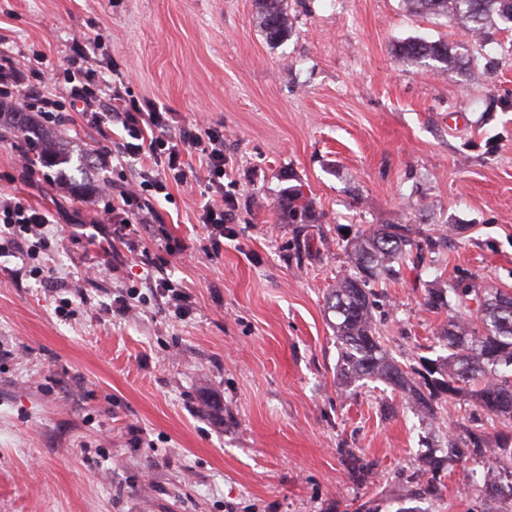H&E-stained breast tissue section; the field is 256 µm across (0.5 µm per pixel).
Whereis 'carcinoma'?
I'll use <instances>...</instances> for the list:
<instances>
[{
  "instance_id": "cac0c4a2",
  "label": "carcinoma",
  "mask_w": 512,
  "mask_h": 512,
  "mask_svg": "<svg viewBox=\"0 0 512 512\" xmlns=\"http://www.w3.org/2000/svg\"><path fill=\"white\" fill-rule=\"evenodd\" d=\"M256 20L271 43L290 35L292 22L288 0H255ZM415 13L448 18L472 40H482L486 30L501 22L512 24V0H404ZM402 58L411 62L431 60L440 69L463 70L473 79L482 77L476 64L464 59L443 41L411 39L399 46ZM16 138L35 139L40 163L50 166L71 161L65 147L66 134L41 132L27 112L0 104V128ZM278 218L282 224H317L319 215L311 199L299 189L281 199ZM448 247V238L415 235L409 224H385L359 231L350 242L349 270L336 279L325 300L327 313L340 349L339 371L346 382L378 379L394 390L409 394L422 408L432 412L441 396L454 399L470 385L471 397L483 410L486 423L503 427L494 439L485 429H471L465 436L448 433L444 437L446 457L469 452H493L490 490L498 489L501 472L512 476V293L488 288L464 273L450 288H430L425 305L431 309H450L453 314L442 324L436 340L447 355L428 360L422 368L405 369L387 352L377 327L374 286L380 281L400 278L407 264L422 266L427 257Z\"/></svg>"
}]
</instances>
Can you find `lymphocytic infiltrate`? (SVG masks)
I'll return each mask as SVG.
<instances>
[{
    "label": "lymphocytic infiltrate",
    "mask_w": 512,
    "mask_h": 512,
    "mask_svg": "<svg viewBox=\"0 0 512 512\" xmlns=\"http://www.w3.org/2000/svg\"><path fill=\"white\" fill-rule=\"evenodd\" d=\"M24 106L38 113L45 125L68 107L82 112L89 123L121 128L119 138L98 152V166L107 168L113 160L127 158L147 162L138 171L135 187L121 189L116 201L104 207L121 229L152 223L156 218L153 194L166 193L169 184H181L199 175L211 194L200 210L199 223L207 228L214 246L233 237L235 201L224 191L222 127L174 124L171 113L161 111L153 101L127 98L120 86L91 77L72 86L68 100L49 92H31ZM195 158L200 161L196 167L191 164ZM47 224V215L37 207L16 197L0 198V225L12 230L11 241L18 253L31 257L48 248Z\"/></svg>",
    "instance_id": "f902f5d3"
}]
</instances>
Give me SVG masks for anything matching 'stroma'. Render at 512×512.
<instances>
[{"label":"stroma","mask_w":512,"mask_h":512,"mask_svg":"<svg viewBox=\"0 0 512 512\" xmlns=\"http://www.w3.org/2000/svg\"><path fill=\"white\" fill-rule=\"evenodd\" d=\"M291 34L268 43L254 0H0V55L36 87L30 62L92 70L179 121L223 124L236 235L213 250L191 179L156 195L184 249L163 275L189 289L182 317L153 288L165 239L75 237L100 219L97 193L23 175L0 138V195L48 212L52 245H0V512H512V481L489 494L487 460L442 462L432 420L377 380L343 383L325 296L348 266V235L372 224L447 234L435 263L380 287L388 352L441 353L447 311L427 289L459 270L512 292V30L471 41L403 0H288ZM441 40L481 80L402 59ZM55 128L96 155L108 127L65 111ZM300 188L317 224H281ZM54 267L60 287L40 282ZM101 273L85 278L84 270ZM79 292L70 318L61 297ZM132 294L125 315L112 299Z\"/></svg>","instance_id":"35a3bbf8"}]
</instances>
